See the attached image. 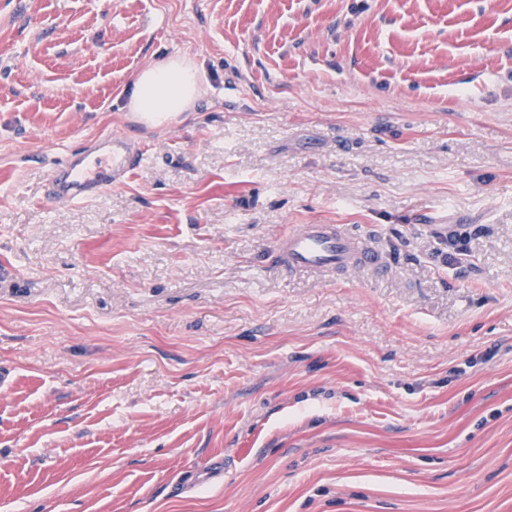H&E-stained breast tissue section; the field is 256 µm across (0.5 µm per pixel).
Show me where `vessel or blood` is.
<instances>
[{"instance_id":"1","label":"vessel or blood","mask_w":512,"mask_h":512,"mask_svg":"<svg viewBox=\"0 0 512 512\" xmlns=\"http://www.w3.org/2000/svg\"><path fill=\"white\" fill-rule=\"evenodd\" d=\"M140 157V150L126 136L100 137L92 146L72 150L58 162L51 177V194L63 202L91 197L124 182ZM273 260L285 271L314 275L380 266L369 236L354 235L339 224L294 226L277 242Z\"/></svg>"}]
</instances>
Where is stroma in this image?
Here are the masks:
<instances>
[{"label":"stroma","instance_id":"obj_1","mask_svg":"<svg viewBox=\"0 0 512 512\" xmlns=\"http://www.w3.org/2000/svg\"><path fill=\"white\" fill-rule=\"evenodd\" d=\"M295 224L384 270H280ZM0 369V512H512V0H0ZM202 91L200 70L187 57L152 62L135 76L127 109L148 118V127H162L170 115L190 112ZM90 156L94 160L88 163ZM140 157V150L120 134L106 135L92 146L72 150L53 171V199L70 202L112 188V184L122 183L132 174Z\"/></svg>","mask_w":512,"mask_h":512}]
</instances>
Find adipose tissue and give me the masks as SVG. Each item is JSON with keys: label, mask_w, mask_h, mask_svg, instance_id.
<instances>
[{"label": "adipose tissue", "mask_w": 512, "mask_h": 512, "mask_svg": "<svg viewBox=\"0 0 512 512\" xmlns=\"http://www.w3.org/2000/svg\"><path fill=\"white\" fill-rule=\"evenodd\" d=\"M202 91L200 70L186 57L146 65L135 76L127 109L141 113L148 126H162L169 116L191 111Z\"/></svg>", "instance_id": "ef3b65f1"}]
</instances>
